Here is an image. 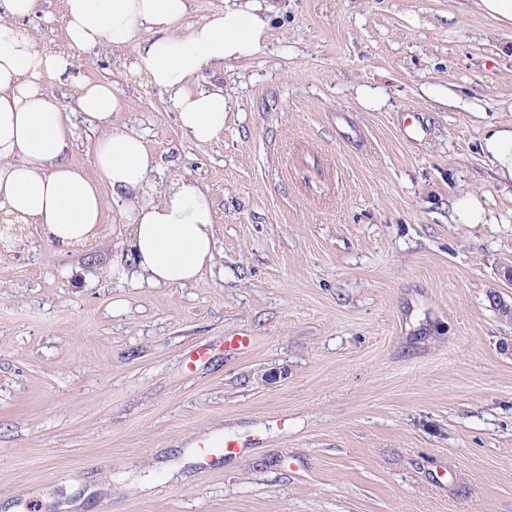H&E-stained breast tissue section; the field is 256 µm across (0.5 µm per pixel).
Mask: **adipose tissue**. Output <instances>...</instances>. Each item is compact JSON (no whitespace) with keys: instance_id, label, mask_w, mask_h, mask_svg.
<instances>
[{"instance_id":"adipose-tissue-1","label":"adipose tissue","mask_w":512,"mask_h":512,"mask_svg":"<svg viewBox=\"0 0 512 512\" xmlns=\"http://www.w3.org/2000/svg\"><path fill=\"white\" fill-rule=\"evenodd\" d=\"M40 0H0V211L8 223L36 225L62 252L77 251L102 233L107 205L124 218L112 276L132 288L186 286L212 263L214 205L199 181L180 178L156 201H143L155 156L144 137L120 129L117 90L106 82L76 83L74 110L101 135L95 143L99 179L69 161L67 114L46 94L49 79L71 76L77 53L134 49V69L167 93L182 130L199 143L219 138L229 100L223 89L197 82L207 67L260 53L271 18L259 0H225L223 8L190 17L191 0H65L66 45L42 47L25 22ZM151 32L141 43L139 32ZM107 182L111 197L99 184Z\"/></svg>"}]
</instances>
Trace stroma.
<instances>
[{
  "label": "stroma",
  "mask_w": 512,
  "mask_h": 512,
  "mask_svg": "<svg viewBox=\"0 0 512 512\" xmlns=\"http://www.w3.org/2000/svg\"><path fill=\"white\" fill-rule=\"evenodd\" d=\"M259 54L205 68L219 139L180 128L132 47L81 55L159 170L203 182L216 251L193 284L113 280L120 224L0 249V512H512V29L459 0H268ZM66 43L63 0L29 21ZM97 177L98 131L68 123ZM477 195L484 224L452 205ZM253 338L229 354L224 336ZM209 360L181 366L192 347ZM243 439L203 465L197 446ZM484 142L483 148L491 154L501 176L512 181V127L492 131Z\"/></svg>",
  "instance_id": "35a3bbf8"
}]
</instances>
